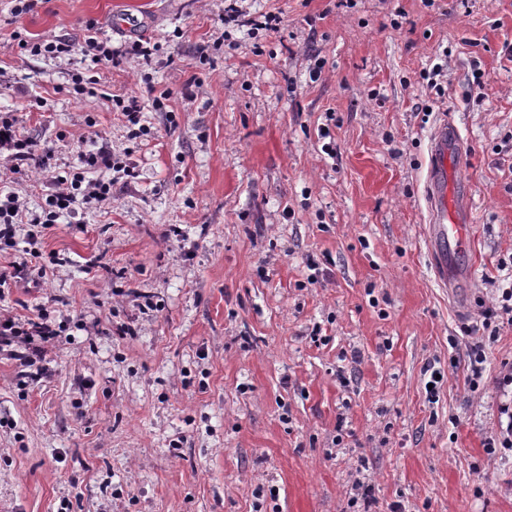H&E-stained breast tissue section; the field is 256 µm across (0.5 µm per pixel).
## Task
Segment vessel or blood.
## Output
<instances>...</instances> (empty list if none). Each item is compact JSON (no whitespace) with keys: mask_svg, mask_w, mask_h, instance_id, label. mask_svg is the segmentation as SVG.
<instances>
[{"mask_svg":"<svg viewBox=\"0 0 512 512\" xmlns=\"http://www.w3.org/2000/svg\"><path fill=\"white\" fill-rule=\"evenodd\" d=\"M458 132L455 124L440 119L430 135L432 163L427 184L429 224L426 242L432 256L433 270L439 284L448 282V252L466 246L471 234L463 214L469 208L468 193L448 191V160L455 156Z\"/></svg>","mask_w":512,"mask_h":512,"instance_id":"1","label":"vessel or blood"}]
</instances>
